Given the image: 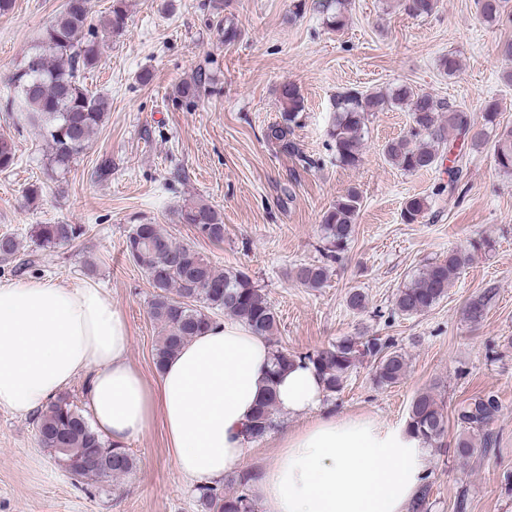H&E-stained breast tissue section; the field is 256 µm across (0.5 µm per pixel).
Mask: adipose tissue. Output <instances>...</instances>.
Here are the masks:
<instances>
[{"label":"adipose tissue","instance_id":"obj_1","mask_svg":"<svg viewBox=\"0 0 512 512\" xmlns=\"http://www.w3.org/2000/svg\"><path fill=\"white\" fill-rule=\"evenodd\" d=\"M129 331L103 288L32 279L0 285V408L26 415L86 375L94 429L120 446L161 419L187 481L246 473L266 512H409L427 451L402 426L322 412V384L295 365L276 378L279 410L305 418L250 461L244 429L269 385L272 348L238 321L214 322L147 384L128 363Z\"/></svg>","mask_w":512,"mask_h":512}]
</instances>
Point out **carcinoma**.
<instances>
[{"label": "carcinoma", "mask_w": 512, "mask_h": 512, "mask_svg": "<svg viewBox=\"0 0 512 512\" xmlns=\"http://www.w3.org/2000/svg\"><path fill=\"white\" fill-rule=\"evenodd\" d=\"M90 0H67L62 11L45 27L39 41L25 53L22 65L12 75L19 100L6 102L18 107L20 119L39 130L48 148L52 168L67 170L88 147L92 135L107 115L110 104L101 96L89 93L83 73L96 67L101 56V39L96 31L86 29ZM348 0H319L318 11L325 25L339 31L345 26ZM404 11L413 17L431 15L437 0H402ZM476 8L488 23L509 18L507 0H476ZM128 20L127 0H111L109 12L102 23L105 34L118 33ZM206 84L205 74H196L193 82L176 87L180 98L195 96ZM280 116L265 131V140L278 152L297 158L306 168L316 161L305 155L293 138L304 111L300 89L284 83L278 96ZM392 107H406L411 123L406 134L388 141L384 148L387 160L405 173L432 169L442 158L440 149L447 145L450 133L471 137V145H482L480 134H470L471 113L453 106L444 99L399 87L390 93H362L356 89L336 95V116L329 137L336 152V161L355 167L361 162L362 141L369 116ZM484 126L496 131L493 146L495 165L512 171V127H502L499 104L488 100L482 109ZM16 163L14 141L0 135V171ZM457 168H448V191L460 187L467 174V159L458 154ZM361 208L359 192L351 188L323 214L322 257L319 264H300L293 271L295 281L307 288L325 285L329 266L338 262L348 249ZM429 209L421 197L408 199L401 217L407 224L418 221ZM178 222L192 225L198 234L213 244L224 242V222L218 212L202 202L185 205L177 212ZM85 234L80 224H39L36 238L42 247L70 244ZM492 248V240L482 238L470 242L469 249L448 253L430 263L395 296L393 313L418 316L434 308L447 294L469 258V250ZM128 259L148 276L154 294L149 306L151 319L160 324L163 336L156 349L155 365L162 369L185 343L198 336L214 321L213 314L223 313L248 326L265 338L273 335L276 313L267 293L245 272H223L193 246L174 241L160 225L135 224L125 239ZM488 289L470 299L465 307L466 319L480 323L494 298ZM368 363L372 380L378 387L400 382L406 373L405 353L394 342L380 336H344L327 347L307 353L273 349L272 372L268 396L259 404L246 432L254 443L264 438L275 426L277 411L273 389L276 377L284 369L302 363L314 369L322 379L326 397L340 394L353 371ZM501 410L497 394L485 392L468 399L458 410L457 422L467 436L456 443V454L467 459L476 451L485 453L499 445L494 431ZM41 444L65 469L81 477L101 479L129 475L135 459L128 449L112 447L90 426L81 409L67 397L49 402L35 417ZM408 428L427 448H442L447 428L443 405L428 393L417 394L410 405ZM199 502L205 512H255V501L248 480L235 475L223 485L198 488ZM431 483L422 485L411 505V512H430Z\"/></svg>", "instance_id": "1"}]
</instances>
